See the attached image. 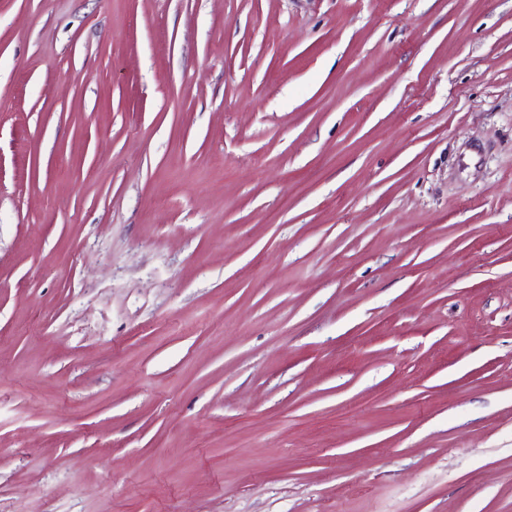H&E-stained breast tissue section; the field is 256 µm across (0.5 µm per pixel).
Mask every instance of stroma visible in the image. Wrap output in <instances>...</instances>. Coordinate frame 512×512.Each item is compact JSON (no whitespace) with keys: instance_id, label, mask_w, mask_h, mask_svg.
Here are the masks:
<instances>
[{"instance_id":"obj_1","label":"stroma","mask_w":512,"mask_h":512,"mask_svg":"<svg viewBox=\"0 0 512 512\" xmlns=\"http://www.w3.org/2000/svg\"><path fill=\"white\" fill-rule=\"evenodd\" d=\"M0 512H512V0H0Z\"/></svg>"}]
</instances>
